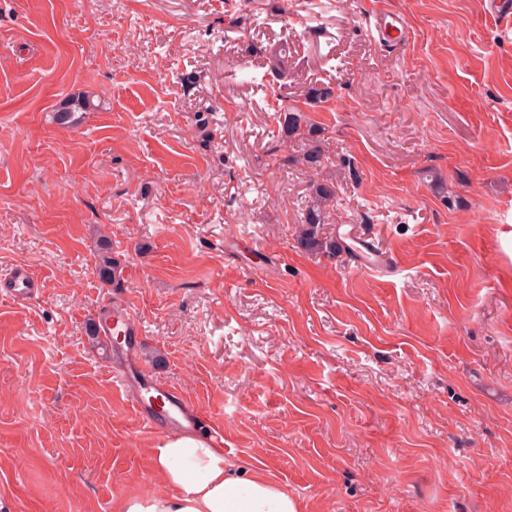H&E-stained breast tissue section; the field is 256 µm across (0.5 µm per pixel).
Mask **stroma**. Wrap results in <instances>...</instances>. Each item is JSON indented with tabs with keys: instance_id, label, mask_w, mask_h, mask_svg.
Masks as SVG:
<instances>
[{
	"instance_id": "obj_1",
	"label": "stroma",
	"mask_w": 512,
	"mask_h": 512,
	"mask_svg": "<svg viewBox=\"0 0 512 512\" xmlns=\"http://www.w3.org/2000/svg\"><path fill=\"white\" fill-rule=\"evenodd\" d=\"M380 11L406 44L378 42ZM67 99L89 107L64 125ZM292 105L330 145L325 235L392 273L298 245ZM17 264L43 287L0 297L8 512L159 491L162 434L113 383L126 345L88 336L115 305L225 463L300 512H512V27L484 0H0V275Z\"/></svg>"
}]
</instances>
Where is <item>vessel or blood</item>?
Returning <instances> with one entry per match:
<instances>
[{
	"mask_svg": "<svg viewBox=\"0 0 512 512\" xmlns=\"http://www.w3.org/2000/svg\"><path fill=\"white\" fill-rule=\"evenodd\" d=\"M380 43L399 46L408 39V26L398 14H380L375 18ZM42 283L34 271L27 265L19 264L0 280V295L16 301L30 299ZM122 328L125 334L135 336L139 330L129 323L126 308L115 306L104 312L100 321L103 335H111L113 329ZM136 346H129L127 357L114 378L121 389L136 388L137 396L132 406L138 418L156 430L177 429L191 431L195 428L196 416L188 409L184 396L176 389L163 383L146 379L140 372L136 361Z\"/></svg>",
	"mask_w": 512,
	"mask_h": 512,
	"instance_id": "1",
	"label": "vessel or blood"
}]
</instances>
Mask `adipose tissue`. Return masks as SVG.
<instances>
[{
	"label": "adipose tissue",
	"instance_id": "1",
	"mask_svg": "<svg viewBox=\"0 0 512 512\" xmlns=\"http://www.w3.org/2000/svg\"><path fill=\"white\" fill-rule=\"evenodd\" d=\"M166 490L118 501L114 512H300L272 478L227 467L207 434H174L151 450Z\"/></svg>",
	"mask_w": 512,
	"mask_h": 512
}]
</instances>
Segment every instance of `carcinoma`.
I'll return each mask as SVG.
<instances>
[{"mask_svg": "<svg viewBox=\"0 0 512 512\" xmlns=\"http://www.w3.org/2000/svg\"><path fill=\"white\" fill-rule=\"evenodd\" d=\"M282 132L285 137H294L301 142L300 155L296 161L312 171H322L332 163L325 141L320 138L319 129L306 121L303 112L297 107H290L283 115ZM337 203L335 187L329 180H312L309 182L305 200L299 207V223L296 238L298 244L312 254L335 256L344 251L342 244L328 236H322L324 224L329 219L330 207ZM119 264L112 257V247L103 242L99 255L98 271L100 277L112 282L116 278Z\"/></svg>", "mask_w": 512, "mask_h": 512, "instance_id": "cac0c4a2", "label": "carcinoma"}]
</instances>
